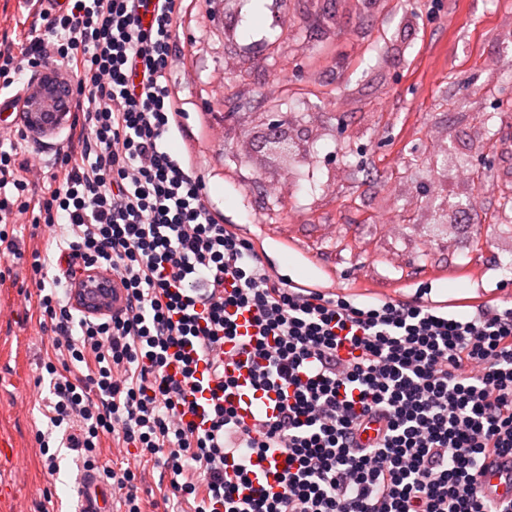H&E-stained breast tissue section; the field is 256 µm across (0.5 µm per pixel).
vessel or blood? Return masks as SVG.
Listing matches in <instances>:
<instances>
[{"label": "vessel or blood", "mask_w": 512, "mask_h": 512, "mask_svg": "<svg viewBox=\"0 0 512 512\" xmlns=\"http://www.w3.org/2000/svg\"><path fill=\"white\" fill-rule=\"evenodd\" d=\"M86 306L102 308L122 304L121 290L107 291L91 283L81 291ZM218 357L228 364L237 379L238 388L233 396L238 418L243 426H253L257 417L274 416L279 399L276 393L254 390L250 384L249 369L245 365L246 356L237 345L224 344L217 351ZM282 460L277 455H269L256 461L251 475L253 487L270 491L277 490L276 474ZM483 486L490 496L501 500H512V457H503L489 468L482 478ZM77 512H112V493L100 484L98 479L84 480L79 493Z\"/></svg>", "instance_id": "b4317fda"}]
</instances>
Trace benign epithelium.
I'll list each match as a JSON object with an SVG mask.
<instances>
[{
    "mask_svg": "<svg viewBox=\"0 0 512 512\" xmlns=\"http://www.w3.org/2000/svg\"><path fill=\"white\" fill-rule=\"evenodd\" d=\"M36 94L27 102L26 122L31 133L48 134L64 123L70 81L55 69L43 70L34 79Z\"/></svg>",
    "mask_w": 512,
    "mask_h": 512,
    "instance_id": "obj_1",
    "label": "benign epithelium"
}]
</instances>
